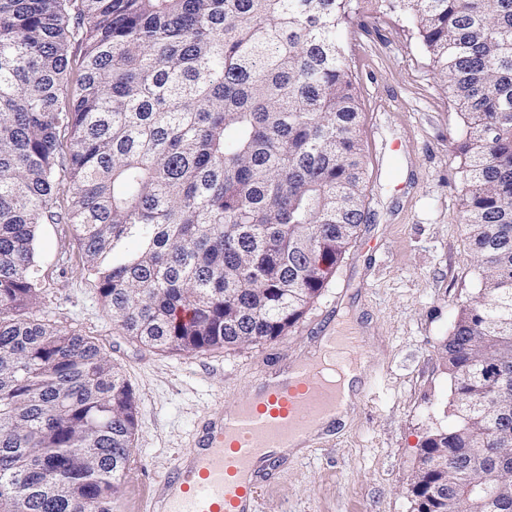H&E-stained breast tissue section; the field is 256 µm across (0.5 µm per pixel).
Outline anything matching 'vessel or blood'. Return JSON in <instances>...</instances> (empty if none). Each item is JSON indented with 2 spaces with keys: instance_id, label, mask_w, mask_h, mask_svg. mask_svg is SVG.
I'll return each instance as SVG.
<instances>
[{
  "instance_id": "1",
  "label": "vessel or blood",
  "mask_w": 512,
  "mask_h": 512,
  "mask_svg": "<svg viewBox=\"0 0 512 512\" xmlns=\"http://www.w3.org/2000/svg\"><path fill=\"white\" fill-rule=\"evenodd\" d=\"M353 324L328 323L311 356L264 376L251 397L203 422L173 470L154 480L143 512H256L278 449L312 450L344 406L338 379L361 366Z\"/></svg>"
}]
</instances>
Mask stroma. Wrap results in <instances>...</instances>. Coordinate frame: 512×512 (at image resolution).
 <instances>
[{
    "instance_id": "stroma-1",
    "label": "stroma",
    "mask_w": 512,
    "mask_h": 512,
    "mask_svg": "<svg viewBox=\"0 0 512 512\" xmlns=\"http://www.w3.org/2000/svg\"><path fill=\"white\" fill-rule=\"evenodd\" d=\"M344 43L362 112L367 218L287 336L191 356L140 345L113 331L72 227L41 228V316L100 344L136 396L118 512H140L149 478L176 465L199 420L246 399L262 375L313 350L328 318L344 316L363 340L371 396L304 458L277 461L260 512H413L421 443L450 420L440 346L480 278L459 221L463 120L408 16L358 0Z\"/></svg>"
}]
</instances>
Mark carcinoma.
Segmentation results:
<instances>
[{
	"instance_id": "carcinoma-1",
	"label": "carcinoma",
	"mask_w": 512,
	"mask_h": 512,
	"mask_svg": "<svg viewBox=\"0 0 512 512\" xmlns=\"http://www.w3.org/2000/svg\"><path fill=\"white\" fill-rule=\"evenodd\" d=\"M351 2L0 0V512H117L139 427L118 364L33 314L59 193L113 329L152 348L284 337L334 275L366 212ZM384 2L465 118L481 269L440 347L454 420L422 442L414 512H512V0Z\"/></svg>"
}]
</instances>
